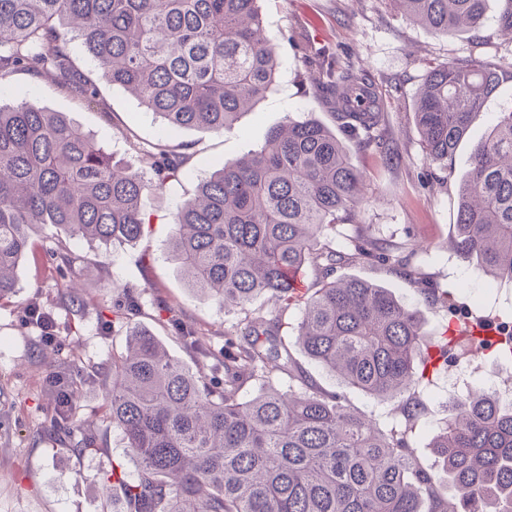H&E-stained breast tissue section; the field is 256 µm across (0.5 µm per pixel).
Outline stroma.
<instances>
[{"label":"stroma","instance_id":"obj_1","mask_svg":"<svg viewBox=\"0 0 512 512\" xmlns=\"http://www.w3.org/2000/svg\"><path fill=\"white\" fill-rule=\"evenodd\" d=\"M259 6L264 35L280 57L277 80L234 129L221 134L198 129L163 134L162 119L118 86H103L110 106L104 113L60 92L48 80L17 74L0 84V105H15L18 92H29L31 103L64 113L101 141L115 160L132 168L142 166L139 147L156 143L184 147L189 156L180 181L144 195L142 209L151 224L136 243L105 246L68 240L69 249L86 265L80 278L82 313L73 312L63 290L68 274L53 251L55 228L41 225L32 231L31 246L15 272L18 296L0 305V512H100L105 493L101 473L117 463L127 473L136 470L118 432L107 431L95 452L82 455L42 433L57 398L43 382L46 344L39 325L27 319V307L39 306L52 317L64 354L74 355L90 369L108 365L113 350L124 344L106 325L121 287L142 291L139 322L153 328L178 360L195 362L167 329L159 327L157 304L200 325L213 347L222 348L225 331L242 314L201 298L168 261L174 214L201 179L260 147L269 130L287 119L309 116L333 125L331 109L316 91L308 63L316 49L328 48L340 62H353L374 76L384 102L385 131L401 156L400 163L389 165L372 150L352 147L353 162L366 175L365 201L354 223L337 225L331 232L332 241L346 245L357 225L366 224L376 236L405 243L417 271L449 292L461 313L469 308V289L483 287L482 277L450 251L449 240L457 216L458 179L470 167L474 144L499 113L512 109V78H504L474 119L451 160L452 179H444L442 170L427 159L413 113L427 72L447 58L512 64V35L499 27L497 0H488L478 29L448 35L410 21L393 0H259ZM337 273L376 281L417 307L425 335H440L448 322L443 303L424 297L387 267L346 265ZM447 416L448 375L442 371L434 378L422 426L413 439L423 465L436 461L430 441Z\"/></svg>","mask_w":512,"mask_h":512}]
</instances>
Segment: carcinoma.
Returning <instances> with one entry per match:
<instances>
[{
    "label": "carcinoma",
    "instance_id": "cac0c4a2",
    "mask_svg": "<svg viewBox=\"0 0 512 512\" xmlns=\"http://www.w3.org/2000/svg\"><path fill=\"white\" fill-rule=\"evenodd\" d=\"M259 0H0V81L50 75L72 98L108 111L104 85L130 91L164 122V131L222 134L275 85L276 51L263 32ZM439 33L481 22L487 0H392ZM79 43L96 63L85 71ZM335 101V122L360 148L394 158L381 132L382 99L354 63L310 58ZM502 71L450 59L431 69L415 107L427 158L448 160L466 138ZM370 100L366 110L352 98ZM152 177L126 168L62 112L27 100L0 107V300L17 295L15 271L31 230L50 225L88 241L134 242L148 224L141 202L183 175L187 157L166 145L142 150ZM364 176L336 131L306 117L272 128L257 149L224 164L176 210L169 259L192 289L245 314L224 333V348L168 307L161 322L202 362L181 365L156 336L133 325L140 294L122 291L112 333L122 351L99 374L107 399L99 428L111 427L137 463L103 475L124 491L122 508L101 512H512V403L461 391L431 441L451 493H439L412 436L426 409L428 367L448 364L455 337H426L419 310L378 284L338 277L340 265H383L417 283L409 255L363 232L338 250L327 230L354 216ZM457 256L489 282H512V110L502 112L471 152L459 185ZM311 269V286L294 277ZM275 303L266 317L252 308ZM302 309L295 344L333 373L321 388L295 361L282 316ZM485 352L512 359V338L480 339ZM288 386L280 387L283 377ZM45 382L57 407L45 428L56 438L96 447L79 417L82 370L49 360ZM252 382L257 394L241 397ZM354 389L394 403L398 423L381 425L352 407Z\"/></svg>",
    "mask_w": 512,
    "mask_h": 512
}]
</instances>
